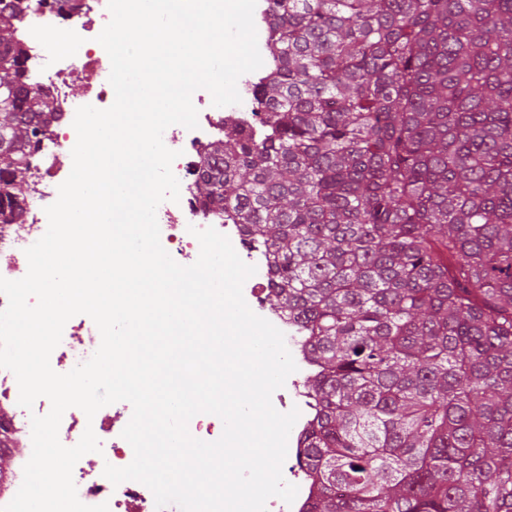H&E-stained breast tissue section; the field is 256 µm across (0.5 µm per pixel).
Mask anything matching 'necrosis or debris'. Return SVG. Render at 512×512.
<instances>
[{
    "instance_id": "necrosis-or-debris-1",
    "label": "necrosis or debris",
    "mask_w": 512,
    "mask_h": 512,
    "mask_svg": "<svg viewBox=\"0 0 512 512\" xmlns=\"http://www.w3.org/2000/svg\"><path fill=\"white\" fill-rule=\"evenodd\" d=\"M110 20L107 0H81L79 10H69L64 0H46L45 5L35 14L18 18L14 37L25 51V75L30 82L43 85L54 99L57 114L52 119L40 151L30 161V190L25 198L27 218L22 224L0 225V250L9 252L12 263L0 267V277L18 279V270L27 266L25 250L46 232L47 206L58 197L59 186L67 179L69 172L58 163L60 154L71 152L77 134L73 127L77 103L73 100L71 87L82 83L85 88V102L98 109L109 108L113 102V88L108 73L102 70L100 58L104 53L97 37ZM254 83L242 78L237 88L241 104L222 109L207 104V90L197 92L198 126L194 129L175 124L163 133L165 145L179 151L180 156L172 166L180 183L178 202H165L157 209L162 247L178 264L188 266L194 263L200 251L198 240L192 235V228H215L229 237H242L240 225L225 223L205 209L194 187V170L197 162L210 142L222 134L225 117H233L243 125H251L255 108L252 97ZM246 264L255 266L256 272L244 284L243 295L251 310L280 329L286 345L297 365L295 375L289 376L283 388L272 395V403L280 412H287L289 399L302 401L303 407L295 423V432L288 438L287 458L291 465L288 481L298 488L293 503H285L277 497L269 498L265 512H306L315 487L305 467L298 460L304 454V437L313 420L314 406L306 401L301 389L300 375L308 373L310 364L304 345L306 340L297 322L289 319L268 300L267 282L269 258L258 248H248ZM101 342L100 333L94 321L76 315L64 326L62 339L52 351V367L63 365L76 367L90 359ZM19 387L14 374L0 368V407L10 406L6 419L0 426L10 434H30L32 416L47 415L46 397L35 400L32 408L19 405ZM79 500L87 505L107 504L109 512H181L178 505H167L157 510L151 490L137 481H126L120 485L112 483L94 468L78 465L73 475Z\"/></svg>"
}]
</instances>
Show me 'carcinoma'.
<instances>
[{
    "label": "carcinoma",
    "instance_id": "cac0c4a2",
    "mask_svg": "<svg viewBox=\"0 0 512 512\" xmlns=\"http://www.w3.org/2000/svg\"><path fill=\"white\" fill-rule=\"evenodd\" d=\"M256 124L199 197L270 259L317 410L307 512H512V0H266ZM0 0V224L54 111Z\"/></svg>",
    "mask_w": 512,
    "mask_h": 512
}]
</instances>
